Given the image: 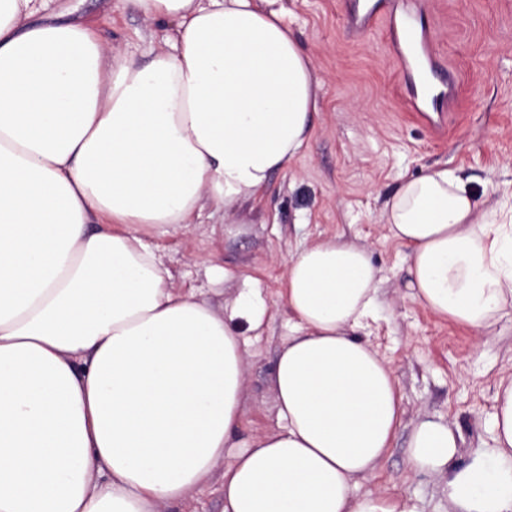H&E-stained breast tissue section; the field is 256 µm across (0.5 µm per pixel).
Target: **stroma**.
<instances>
[{"label":"stroma","instance_id":"obj_1","mask_svg":"<svg viewBox=\"0 0 512 512\" xmlns=\"http://www.w3.org/2000/svg\"><path fill=\"white\" fill-rule=\"evenodd\" d=\"M281 2L322 85L310 145L237 217L218 224L205 210L194 223L151 231L148 239L173 286L195 291L215 310H223L243 282L262 290L268 317L246 336L243 440L276 425L270 379L287 332L279 292L289 255L335 235L365 244L384 280L376 315L360 337L392 364L404 414L389 455L357 491L406 496L420 512H448L442 481L408 470V435L426 416L460 431V457L489 441L496 384L512 374V319L481 338L407 299L404 248L385 238L380 213L402 179L435 168L457 173L489 202L512 189V0H425L424 21L439 44V61L456 79L440 142L411 113L385 29L353 37L347 0ZM47 10L93 24L105 41L142 63L175 26L145 21L123 0H50ZM215 269L229 270L231 279H214Z\"/></svg>","mask_w":512,"mask_h":512}]
</instances>
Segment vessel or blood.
Here are the masks:
<instances>
[{
	"instance_id": "obj_1",
	"label": "vessel or blood",
	"mask_w": 512,
	"mask_h": 512,
	"mask_svg": "<svg viewBox=\"0 0 512 512\" xmlns=\"http://www.w3.org/2000/svg\"><path fill=\"white\" fill-rule=\"evenodd\" d=\"M421 15L418 0H380L376 9L350 17L360 33L379 19H386L392 48L409 83L412 107L419 113L429 108L447 109L455 87L453 75L438 65V55Z\"/></svg>"
}]
</instances>
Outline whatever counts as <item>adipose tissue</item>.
Wrapping results in <instances>:
<instances>
[{"instance_id": "ef3b65f1", "label": "adipose tissue", "mask_w": 512, "mask_h": 512, "mask_svg": "<svg viewBox=\"0 0 512 512\" xmlns=\"http://www.w3.org/2000/svg\"><path fill=\"white\" fill-rule=\"evenodd\" d=\"M171 19L141 63L83 22L0 0V512H157L224 468V512H416L355 495L402 425L395 372L357 333L381 271L340 236L291 255L271 378L278 429L240 443L244 331L269 307L246 286L223 311L173 288L146 227L236 213L312 139L321 83L274 0H127ZM409 296L488 336L512 316V194L486 205L453 172L384 202ZM492 437L425 418L408 465L445 481L450 512H512V376Z\"/></svg>"}]
</instances>
